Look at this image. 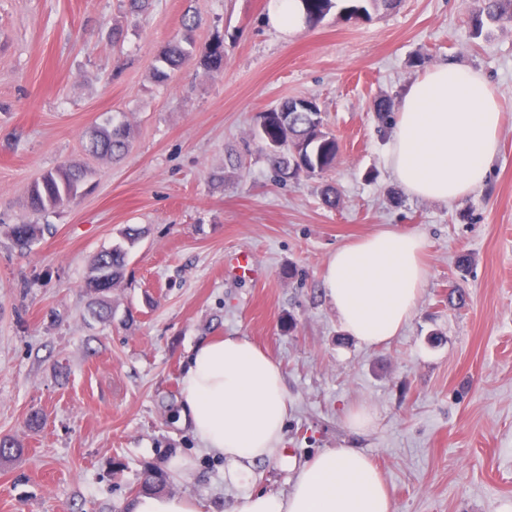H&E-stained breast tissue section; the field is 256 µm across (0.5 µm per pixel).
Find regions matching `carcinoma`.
<instances>
[{
	"label": "carcinoma",
	"instance_id": "carcinoma-1",
	"mask_svg": "<svg viewBox=\"0 0 512 512\" xmlns=\"http://www.w3.org/2000/svg\"><path fill=\"white\" fill-rule=\"evenodd\" d=\"M400 0H362L360 6L341 9L344 16L354 14L370 15L369 9L380 7L393 10ZM305 21L313 26L321 22L335 7L337 0H301ZM467 12L474 38L483 36L485 26L512 22V0H469ZM200 25V18L194 12L182 17L184 30L181 39L169 43L160 52L154 67V75L160 81L170 78V73L181 69L190 61L210 74L224 71V39L215 38L202 46L196 44L193 32ZM379 132L386 135L395 120V101L389 96H381L373 104ZM262 142L259 151L263 152L276 176L282 182L297 180L302 176H319L335 162L338 145L336 138L325 131L324 117L316 102L309 97H291L280 102L275 108L261 115ZM131 147V128L123 120L110 118L91 135L88 151L105 159L124 157ZM88 172L82 167L61 165L45 173L35 182L28 195V207L34 214L67 204L70 194L79 191L87 180ZM10 236L22 250L30 248L40 233L38 224H14L9 228ZM140 229H126L124 238L127 245L115 244L102 250L95 257L85 287L96 296L92 314L104 319L111 314L103 305L104 298L97 295V285L102 277L117 287L123 278L127 263L128 249L139 238Z\"/></svg>",
	"mask_w": 512,
	"mask_h": 512
}]
</instances>
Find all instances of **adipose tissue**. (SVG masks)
Returning a JSON list of instances; mask_svg holds the SVG:
<instances>
[{"label":"adipose tissue","mask_w":512,"mask_h":512,"mask_svg":"<svg viewBox=\"0 0 512 512\" xmlns=\"http://www.w3.org/2000/svg\"><path fill=\"white\" fill-rule=\"evenodd\" d=\"M497 100L478 73L452 63L404 90L388 166L416 197L455 204L481 187L499 151ZM423 236L385 229L338 247L324 271L327 298L344 331L380 345L399 336L418 311L427 269ZM288 417L283 373L249 339L199 342L181 379L180 424L201 450L223 456L224 479L241 486L251 465L281 452ZM124 512H203L182 494L140 493ZM373 462L355 448H330L301 467L286 494L244 493L227 512H392Z\"/></svg>","instance_id":"1"}]
</instances>
